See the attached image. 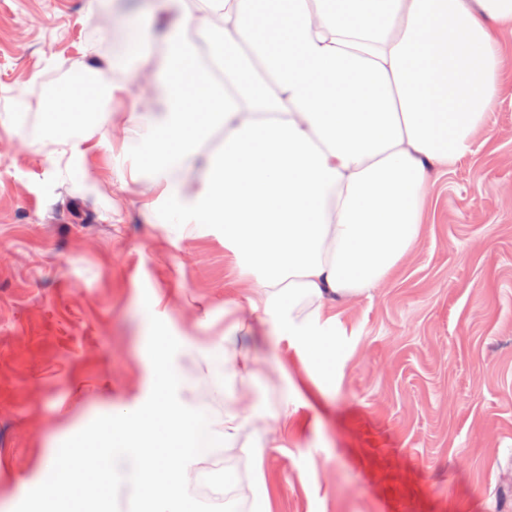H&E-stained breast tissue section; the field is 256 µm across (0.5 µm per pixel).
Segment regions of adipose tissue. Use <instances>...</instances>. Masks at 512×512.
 Wrapping results in <instances>:
<instances>
[{"mask_svg": "<svg viewBox=\"0 0 512 512\" xmlns=\"http://www.w3.org/2000/svg\"><path fill=\"white\" fill-rule=\"evenodd\" d=\"M173 2L180 18L164 37L128 30L132 73L150 93L113 111L126 84L95 70L53 102L78 126L92 101L100 122L134 133L123 180L149 176L158 198L146 212L166 207L180 232L223 226L243 291L224 309L223 353L184 344L195 377L146 341L148 384L162 394L113 416L117 446L90 468L91 487L125 486L133 512H196L183 469L210 448H248L252 512H271L264 451L306 422L249 405L260 365L238 339L266 319L280 328L311 378L289 382L291 399L319 400L341 378L338 306L370 296L408 260L429 171L447 172L484 131L501 96L512 0H289L282 32L276 0ZM216 129L222 143L206 150ZM202 388L222 410L199 399ZM165 441L179 443L181 468L162 459Z\"/></svg>", "mask_w": 512, "mask_h": 512, "instance_id": "obj_1", "label": "adipose tissue"}]
</instances>
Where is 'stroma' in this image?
<instances>
[{"instance_id": "1", "label": "stroma", "mask_w": 512, "mask_h": 512, "mask_svg": "<svg viewBox=\"0 0 512 512\" xmlns=\"http://www.w3.org/2000/svg\"><path fill=\"white\" fill-rule=\"evenodd\" d=\"M97 0H0V507L30 512L49 448L145 396L147 338L219 344L235 257L217 224L189 237L148 216L147 179L120 130L93 125L82 157L42 133L73 66L110 59ZM408 262L341 315L350 353L310 426L265 451L273 512H512V52L473 151L433 176ZM164 313L150 320L152 295ZM242 342L277 411L303 366L269 327Z\"/></svg>"}]
</instances>
